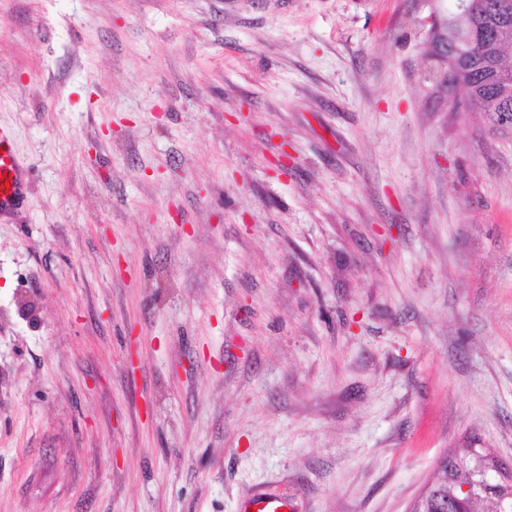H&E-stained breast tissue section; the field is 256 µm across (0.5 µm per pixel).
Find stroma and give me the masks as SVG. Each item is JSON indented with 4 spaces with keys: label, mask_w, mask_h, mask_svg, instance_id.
I'll use <instances>...</instances> for the list:
<instances>
[{
    "label": "stroma",
    "mask_w": 512,
    "mask_h": 512,
    "mask_svg": "<svg viewBox=\"0 0 512 512\" xmlns=\"http://www.w3.org/2000/svg\"><path fill=\"white\" fill-rule=\"evenodd\" d=\"M454 6L0 0V512H410L512 460V137L452 109ZM0 216L12 214L20 208L26 198L28 185L23 167L13 149L11 134L0 129ZM3 172H6L4 182ZM12 174V178H9ZM5 181L10 183L8 193H5ZM251 512H288L290 505L288 501L271 493H258L249 501ZM252 507H257L252 511Z\"/></svg>",
    "instance_id": "obj_1"
}]
</instances>
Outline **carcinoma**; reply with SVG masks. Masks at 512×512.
<instances>
[{
    "label": "carcinoma",
    "instance_id": "carcinoma-1",
    "mask_svg": "<svg viewBox=\"0 0 512 512\" xmlns=\"http://www.w3.org/2000/svg\"><path fill=\"white\" fill-rule=\"evenodd\" d=\"M462 5L448 13L446 79L465 89L454 109L481 112L493 130L512 133V63L505 58L512 41L499 37L502 28L512 29V0H462ZM478 479L475 462L459 453L445 456L415 512H491V500L512 493V475L471 496L461 492L462 485Z\"/></svg>",
    "mask_w": 512,
    "mask_h": 512
}]
</instances>
